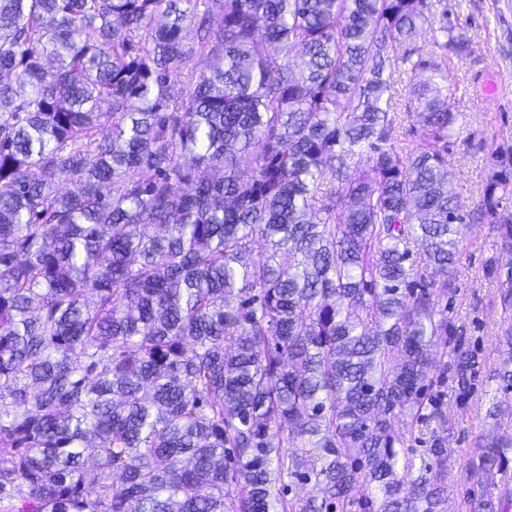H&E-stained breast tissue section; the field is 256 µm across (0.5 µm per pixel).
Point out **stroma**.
Instances as JSON below:
<instances>
[{
  "label": "stroma",
  "mask_w": 512,
  "mask_h": 512,
  "mask_svg": "<svg viewBox=\"0 0 512 512\" xmlns=\"http://www.w3.org/2000/svg\"><path fill=\"white\" fill-rule=\"evenodd\" d=\"M450 18L470 40L471 53L452 60L455 93L462 114L450 140L448 179L467 207H474L491 173V153L499 144H512V0H448ZM498 94L485 99L487 82ZM461 259L458 292L448 311L457 328L450 346L432 351L431 388L445 419H427L404 426L405 449L424 452L433 437L448 450L445 512H468L473 482L466 466L478 453L480 436L512 437V390L493 377L501 358L512 348V317L501 308L496 285L483 272L495 254L488 220L460 225ZM477 354L471 388L460 393L449 369L452 347Z\"/></svg>",
  "instance_id": "35a3bbf8"
}]
</instances>
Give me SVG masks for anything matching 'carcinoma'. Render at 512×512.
Here are the masks:
<instances>
[{
	"label": "carcinoma",
	"instance_id": "obj_1",
	"mask_svg": "<svg viewBox=\"0 0 512 512\" xmlns=\"http://www.w3.org/2000/svg\"><path fill=\"white\" fill-rule=\"evenodd\" d=\"M470 52L429 0H0V512H443L442 440L398 423L441 416ZM481 447L472 512L509 509L512 439Z\"/></svg>",
	"mask_w": 512,
	"mask_h": 512
}]
</instances>
